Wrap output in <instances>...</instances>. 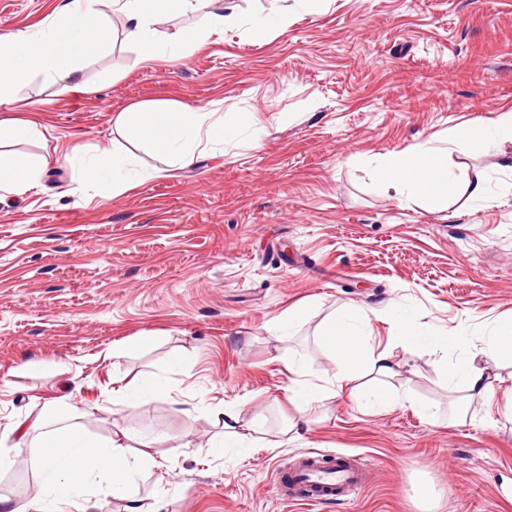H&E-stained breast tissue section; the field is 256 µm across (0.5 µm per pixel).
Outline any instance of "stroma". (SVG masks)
Wrapping results in <instances>:
<instances>
[{"label":"stroma","mask_w":512,"mask_h":512,"mask_svg":"<svg viewBox=\"0 0 512 512\" xmlns=\"http://www.w3.org/2000/svg\"><path fill=\"white\" fill-rule=\"evenodd\" d=\"M63 0H0V36L34 30ZM233 15L183 59L144 63L125 20L103 2L112 43L83 64V88L33 79L17 109L34 110L41 139L18 153L52 158L42 182L0 200V434L25 418L72 423L108 444L150 439L151 466L127 498L96 479L88 512H512V355L490 364L495 392L450 424L465 393L446 365L475 354L496 321L512 319V143L454 147V180H487L488 200L449 196L438 212L371 185L366 160L484 126L512 110V0H217ZM287 20H280V13ZM274 17L263 40L249 28ZM153 100L253 112L258 133L209 146L190 167L129 142L117 113ZM76 142L153 171L120 196L87 190L56 157ZM301 306L294 335L273 324ZM346 306L376 311L368 344L391 354L399 401L361 409L348 393L315 405L314 424L246 454L212 444L225 403L265 431L296 416L287 362L314 382L344 371L317 329ZM448 336L447 350L410 354L399 317ZM157 332L160 343H142ZM167 394L126 404L140 376ZM426 412H419V405ZM342 453L374 472L353 498L286 503L275 474L303 453Z\"/></svg>","instance_id":"stroma-1"}]
</instances>
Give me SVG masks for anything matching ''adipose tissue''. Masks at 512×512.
Segmentation results:
<instances>
[{
  "instance_id": "adipose-tissue-1",
  "label": "adipose tissue",
  "mask_w": 512,
  "mask_h": 512,
  "mask_svg": "<svg viewBox=\"0 0 512 512\" xmlns=\"http://www.w3.org/2000/svg\"><path fill=\"white\" fill-rule=\"evenodd\" d=\"M98 3L99 0H65L57 17L45 27L18 32L0 47V105L12 104L14 90L37 76L78 80L82 60L104 52L111 43V30L99 15ZM210 3L211 0H112V7L124 14L127 36L138 46L142 60L151 61L161 53L152 29L159 17L185 12L202 14L201 27L190 37L195 46L222 31L226 19L210 11ZM115 124L130 139L187 166L195 161L201 147L255 130L257 120L255 113L240 112L228 125L219 113L162 100L129 107L118 113ZM64 159L81 183L95 185L108 180L116 194L144 178L142 172L126 171L124 160L115 153L92 154L82 144L72 145ZM46 164L42 157L25 159L0 151V199L31 190L42 178ZM373 182L376 187L401 196L426 197L432 209L444 211L448 208V185L453 181L447 156L417 144L377 157ZM370 321V312L344 308L321 322L317 341L329 355L343 359L347 367L366 366L369 382L353 386L350 394L365 407L384 409L396 401L389 382L397 370L386 352L368 347L366 331ZM506 353H512L511 319L496 322L479 353L448 366V376L464 388L468 400L489 401L492 385L487 366ZM288 370V399L298 405L300 415L282 427L285 435L310 425L312 406L336 395L340 386L336 379L324 385L311 383L303 360L297 358L289 359ZM30 430V424H15L16 440L7 450L0 451V468L12 466L16 457H25L29 467L42 477V494L27 505L14 504L10 497L0 495V512H41L47 500L58 510L85 498L93 474L110 476L113 490L119 491L134 473L123 452L122 435H113L109 446L100 447L63 426L41 434L32 450L27 445Z\"/></svg>"
}]
</instances>
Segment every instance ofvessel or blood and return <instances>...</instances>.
I'll list each match as a JSON object with an SVG mask.
<instances>
[{"label": "vessel or blood", "instance_id": "vessel-or-blood-1", "mask_svg": "<svg viewBox=\"0 0 512 512\" xmlns=\"http://www.w3.org/2000/svg\"><path fill=\"white\" fill-rule=\"evenodd\" d=\"M370 463L349 462L337 456L329 466H301L279 483L281 496L288 501L316 503L356 493L368 483Z\"/></svg>", "mask_w": 512, "mask_h": 512}]
</instances>
